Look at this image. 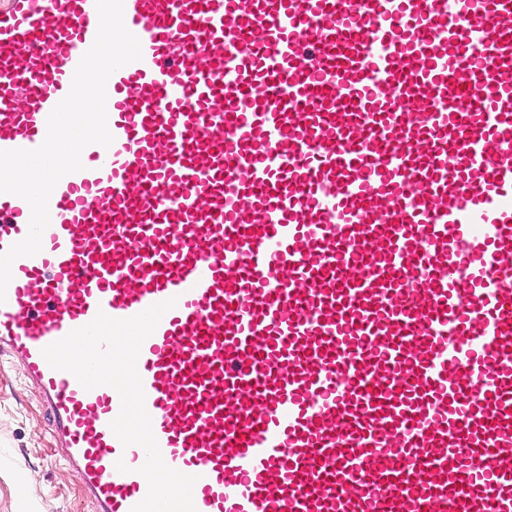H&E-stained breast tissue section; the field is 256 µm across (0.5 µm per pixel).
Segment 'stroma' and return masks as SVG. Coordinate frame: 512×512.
Masks as SVG:
<instances>
[{
	"instance_id": "35a3bbf8",
	"label": "stroma",
	"mask_w": 512,
	"mask_h": 512,
	"mask_svg": "<svg viewBox=\"0 0 512 512\" xmlns=\"http://www.w3.org/2000/svg\"><path fill=\"white\" fill-rule=\"evenodd\" d=\"M0 512H90L80 475L55 444L37 384L0 352Z\"/></svg>"
}]
</instances>
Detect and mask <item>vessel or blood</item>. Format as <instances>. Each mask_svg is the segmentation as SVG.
<instances>
[{
	"instance_id": "vessel-or-blood-1",
	"label": "vessel or blood",
	"mask_w": 512,
	"mask_h": 512,
	"mask_svg": "<svg viewBox=\"0 0 512 512\" xmlns=\"http://www.w3.org/2000/svg\"><path fill=\"white\" fill-rule=\"evenodd\" d=\"M110 146L17 258L0 349L92 512L121 400L42 355L176 299L137 360L196 512H512V0H124ZM95 0H0V150L34 149ZM31 208L0 194V252ZM127 472H119L117 461Z\"/></svg>"
}]
</instances>
